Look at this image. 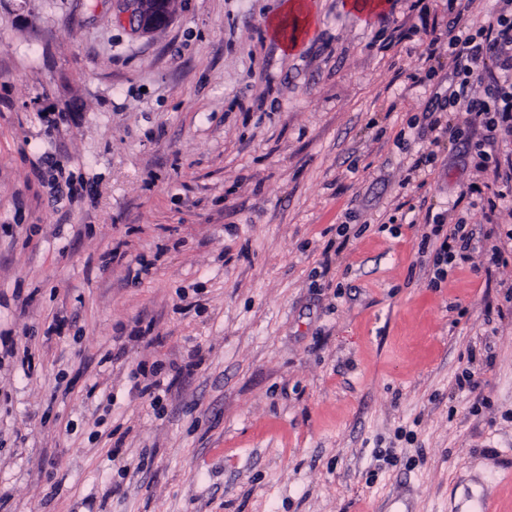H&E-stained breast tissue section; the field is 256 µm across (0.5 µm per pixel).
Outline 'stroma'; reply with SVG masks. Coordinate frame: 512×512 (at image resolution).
<instances>
[{
    "mask_svg": "<svg viewBox=\"0 0 512 512\" xmlns=\"http://www.w3.org/2000/svg\"><path fill=\"white\" fill-rule=\"evenodd\" d=\"M280 2L0 0V512H512V132L433 140L421 56L496 0H309L292 52ZM130 27L142 35H151L171 21L170 0H123ZM269 33L277 38L285 49H295L301 39L309 38L316 26L310 5L305 0H282L280 8L267 18ZM292 27L288 36V28ZM465 224H448V230L444 235L440 248L436 251L434 265L437 267L436 272L438 276L442 273L439 265L443 262L448 264V259H451L455 252H457L461 259L468 260L471 252L474 250L472 246L473 232L465 231Z\"/></svg>",
    "mask_w": 512,
    "mask_h": 512,
    "instance_id": "obj_1",
    "label": "stroma"
}]
</instances>
